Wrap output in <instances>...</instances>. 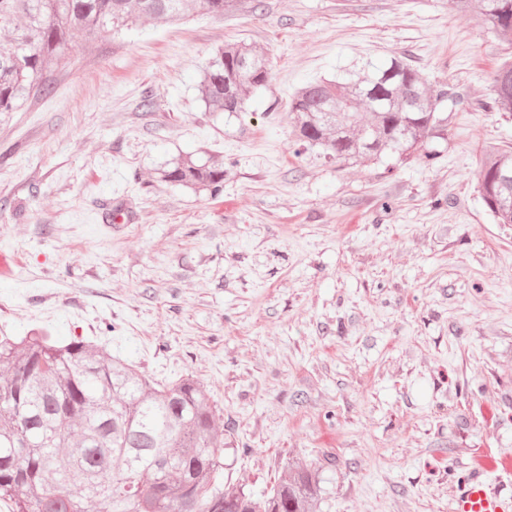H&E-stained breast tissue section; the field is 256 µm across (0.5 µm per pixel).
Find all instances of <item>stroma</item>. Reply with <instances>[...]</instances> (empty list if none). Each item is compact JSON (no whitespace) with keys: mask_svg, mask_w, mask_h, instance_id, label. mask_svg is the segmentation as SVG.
<instances>
[{"mask_svg":"<svg viewBox=\"0 0 512 512\" xmlns=\"http://www.w3.org/2000/svg\"><path fill=\"white\" fill-rule=\"evenodd\" d=\"M269 61L245 112H209L227 44ZM50 94L0 114V336L84 339L218 407L237 482L321 467L325 512H455L486 457L512 466V224L475 191L512 146L489 77L512 41L448 0H233L223 16L76 40ZM402 56L452 98L433 164L298 156L288 101ZM219 162L212 198L158 178Z\"/></svg>","mask_w":512,"mask_h":512,"instance_id":"obj_1","label":"stroma"}]
</instances>
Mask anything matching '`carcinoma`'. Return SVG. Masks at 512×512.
Wrapping results in <instances>:
<instances>
[{"label":"carcinoma","instance_id":"obj_1","mask_svg":"<svg viewBox=\"0 0 512 512\" xmlns=\"http://www.w3.org/2000/svg\"><path fill=\"white\" fill-rule=\"evenodd\" d=\"M224 15L230 0H0V113L48 94L50 65L76 36L119 35L142 20L173 22L196 12ZM498 35L512 37V0H455ZM268 60L245 44L227 45L203 72L211 112H244L269 77ZM494 102L512 112V57L491 77ZM442 85L427 86L400 57L382 66L320 78L288 102L302 150L328 163L358 165L395 154L431 164L447 118ZM164 182L218 197L224 167L179 158ZM477 191L499 224H512V150L490 147ZM0 499L13 512H322L318 468L284 461L283 475L259 496L224 480L215 442L216 409L185 374L157 385L133 366L82 339L57 343L42 330L0 336Z\"/></svg>","mask_w":512,"mask_h":512}]
</instances>
